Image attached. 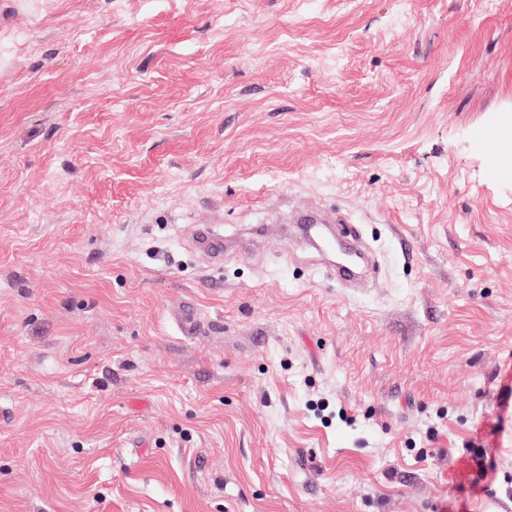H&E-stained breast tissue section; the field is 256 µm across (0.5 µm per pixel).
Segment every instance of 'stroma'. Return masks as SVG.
Returning a JSON list of instances; mask_svg holds the SVG:
<instances>
[{
  "instance_id": "35a3bbf8",
  "label": "stroma",
  "mask_w": 512,
  "mask_h": 512,
  "mask_svg": "<svg viewBox=\"0 0 512 512\" xmlns=\"http://www.w3.org/2000/svg\"><path fill=\"white\" fill-rule=\"evenodd\" d=\"M4 2L0 512H512V0ZM194 244L212 264L224 262V244L209 224H199L194 231Z\"/></svg>"
}]
</instances>
